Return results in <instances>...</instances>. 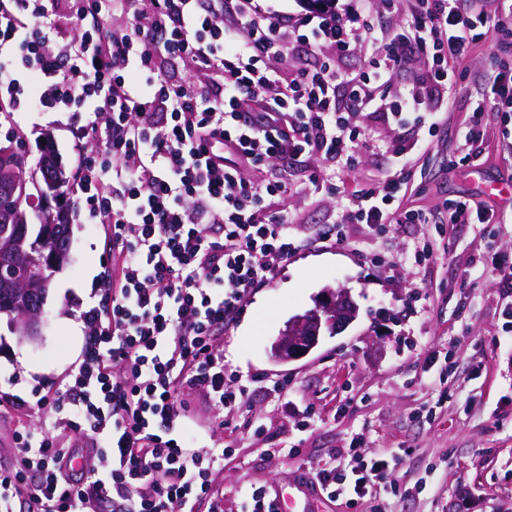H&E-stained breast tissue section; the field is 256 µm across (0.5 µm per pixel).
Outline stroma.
<instances>
[{
  "instance_id": "obj_1",
  "label": "stroma",
  "mask_w": 512,
  "mask_h": 512,
  "mask_svg": "<svg viewBox=\"0 0 512 512\" xmlns=\"http://www.w3.org/2000/svg\"><path fill=\"white\" fill-rule=\"evenodd\" d=\"M490 42L478 43L462 64L464 79L449 89L448 107L436 136L402 199L404 207L439 212L446 200L466 196L496 211L495 224H449L448 253L426 268L393 273L383 258L408 253L434 225L403 224L384 236L365 239L367 261L346 248L300 252L268 288L250 298L244 313L220 341L224 361L243 376L287 371L288 397L277 400L254 389L247 408L263 417L267 432L225 433L233 446L215 485L224 512H235L246 486L268 484L291 497L296 481L313 482L318 468L353 434L367 437L366 450L399 454L396 490L383 500L389 512H512V334L502 328L505 286L491 269L512 255V196L493 186H512V143L503 137V115L492 106L481 114L483 152L476 162L457 156L472 122L473 102L488 75ZM64 112H18L31 158L52 143L70 164L74 138ZM369 145L343 186L344 194L381 181L393 167L389 127L361 114ZM286 166L277 161L270 175ZM289 169V168H286ZM297 191L283 207L305 233L341 221L342 196L327 197L305 187L303 168L289 169ZM70 259L54 275L45 306L41 342H29L0 315V385L29 396L37 383L62 379L84 342L81 314L101 298L98 275L107 258L99 225L85 211L71 215ZM345 289L357 305L356 320L343 332L325 336L307 356L286 364L269 354L285 322L314 307L326 288ZM481 355L482 372L470 361ZM445 375H437V368ZM316 404L321 413L311 431L291 427L297 407ZM432 416L416 419L418 409ZM47 409L32 407L0 416V465L15 462L13 436L20 427L39 428ZM280 452L270 455L269 445ZM299 454H292V447Z\"/></svg>"
}]
</instances>
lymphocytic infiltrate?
Listing matches in <instances>:
<instances>
[{
  "label": "lymphocytic infiltrate",
  "mask_w": 512,
  "mask_h": 512,
  "mask_svg": "<svg viewBox=\"0 0 512 512\" xmlns=\"http://www.w3.org/2000/svg\"><path fill=\"white\" fill-rule=\"evenodd\" d=\"M483 40L512 41V0H405L393 29L375 23L371 0L288 13L257 0H0V119L70 113L74 175L62 195L111 250L70 378L34 391L53 408L48 425L16 431V463L0 468V512H197L205 500L224 512L218 430H266L241 418L250 388L216 350L225 329L304 248L344 243L346 225L383 235L430 221L398 205L418 142L398 144L393 172L313 237L278 207L293 183L264 168L318 161L308 182L335 195L368 143L355 117L435 132L458 62ZM360 45L367 69L347 76L336 59ZM490 57L481 99L511 113L512 58ZM418 60L412 81L394 85ZM171 61L189 79L169 77ZM188 388L205 393L216 425L195 424ZM78 433L94 450L80 472ZM364 446L351 437L315 476L348 512L378 502L401 464Z\"/></svg>",
  "instance_id": "f902f5d3"
}]
</instances>
